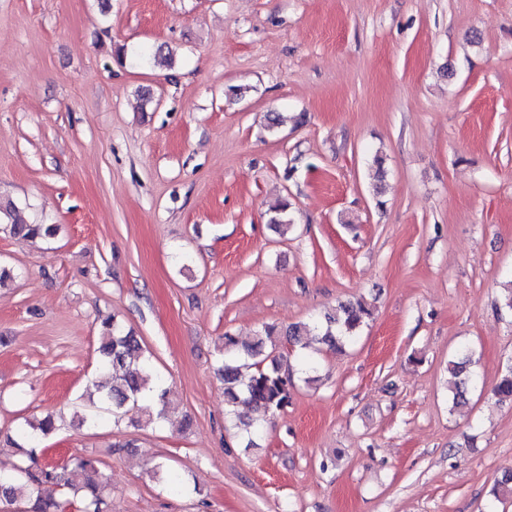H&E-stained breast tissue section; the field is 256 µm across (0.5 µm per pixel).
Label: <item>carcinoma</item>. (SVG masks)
<instances>
[{
	"instance_id": "cac0c4a2",
	"label": "carcinoma",
	"mask_w": 512,
	"mask_h": 512,
	"mask_svg": "<svg viewBox=\"0 0 512 512\" xmlns=\"http://www.w3.org/2000/svg\"><path fill=\"white\" fill-rule=\"evenodd\" d=\"M288 209L286 201L272 205L270 222L278 227L289 226ZM0 232L28 241L53 236L55 226L26 222L10 202L0 205ZM371 317L372 311L365 303L349 302L340 305L322 322L289 327L286 336L302 349L314 350L321 344L340 350L354 339L360 327ZM278 336L276 328L265 326L253 341L241 344L226 332L219 349L217 371L224 380L227 415L233 426L240 430L248 448L253 446V437L259 433L260 426L238 415L237 408L244 405L265 416H273L286 407L291 398L292 371L289 370L288 359L271 358L266 354L267 348L276 347ZM99 339L100 376L92 383L97 400L90 401V404H100L111 410L113 422L118 423L129 414L141 411L142 402L149 397L154 402V411L148 415L147 421L169 419L176 411L169 398L170 390L164 387L163 380L156 374L140 339L114 320L102 323ZM471 367L472 357L466 348L460 349L454 359L448 361V372L454 378L451 397L454 407L468 402L469 386L474 380ZM491 392L499 401L512 403V365L505 368ZM57 429L56 420L51 415L20 423L18 435L24 443L15 444V449L31 465L14 471H0V503L13 505L24 501L27 504L25 512H62L65 500L55 496L59 490L67 494L68 500L80 505L84 512H107L102 496L105 482L98 461L82 458L76 462L83 475L80 484L71 482L66 465H38L41 440Z\"/></svg>"
}]
</instances>
